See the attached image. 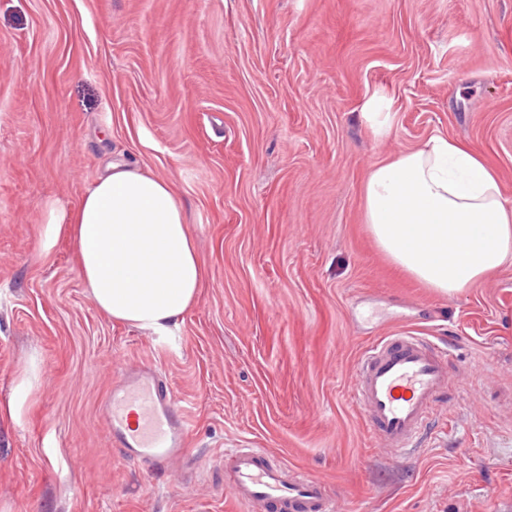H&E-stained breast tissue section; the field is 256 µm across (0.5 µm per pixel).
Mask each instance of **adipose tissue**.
<instances>
[{"label": "adipose tissue", "mask_w": 512, "mask_h": 512, "mask_svg": "<svg viewBox=\"0 0 512 512\" xmlns=\"http://www.w3.org/2000/svg\"><path fill=\"white\" fill-rule=\"evenodd\" d=\"M364 221L390 261L443 295L512 257V204L496 170L441 136L379 165L362 187ZM45 243L75 242L78 276L112 322L165 331L196 302L204 271L173 185L111 163L75 207L46 206Z\"/></svg>", "instance_id": "1"}]
</instances>
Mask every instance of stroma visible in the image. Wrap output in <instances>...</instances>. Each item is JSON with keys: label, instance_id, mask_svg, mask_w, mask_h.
I'll return each mask as SVG.
<instances>
[{"label": "stroma", "instance_id": "35a3bbf8", "mask_svg": "<svg viewBox=\"0 0 512 512\" xmlns=\"http://www.w3.org/2000/svg\"><path fill=\"white\" fill-rule=\"evenodd\" d=\"M391 114L377 137L363 117ZM434 136L512 200V0H0V512H248L228 448H271L338 512L512 503V260L448 297L399 271L364 222L379 163ZM174 182L205 269L161 335L97 309L46 205L112 159ZM399 330L451 341L463 392L427 445H378L350 400L357 358ZM162 369L190 418L182 478L123 459L100 407L121 367ZM38 380L37 367L34 363L25 369L18 377L15 392L8 403L1 407L0 415L8 416L12 420H19L26 409L30 407L31 397L35 391V382Z\"/></svg>", "mask_w": 512, "mask_h": 512}]
</instances>
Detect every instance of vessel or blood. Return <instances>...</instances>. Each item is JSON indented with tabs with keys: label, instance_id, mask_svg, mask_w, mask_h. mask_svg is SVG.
<instances>
[{
	"label": "vessel or blood",
	"instance_id": "b4317fda",
	"mask_svg": "<svg viewBox=\"0 0 512 512\" xmlns=\"http://www.w3.org/2000/svg\"><path fill=\"white\" fill-rule=\"evenodd\" d=\"M449 384L447 348L398 331L361 353L351 399L379 445L403 453L428 434ZM101 419L113 447L151 470L175 472L190 453L185 408L152 368H125ZM224 473L231 495L250 512H336L337 498L326 481L288 467L269 449L226 451Z\"/></svg>",
	"mask_w": 512,
	"mask_h": 512
}]
</instances>
